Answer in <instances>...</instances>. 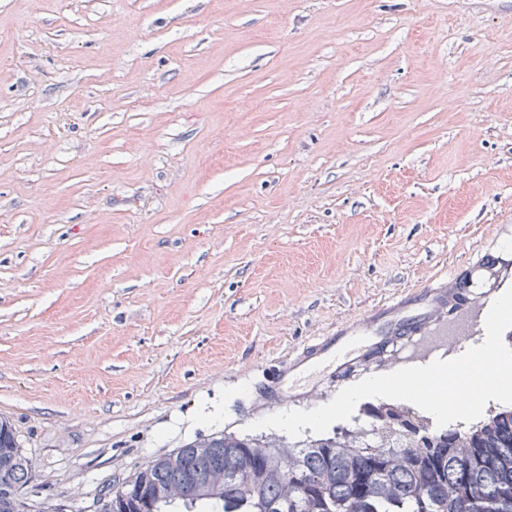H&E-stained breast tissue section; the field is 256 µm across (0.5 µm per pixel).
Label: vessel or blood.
<instances>
[{
  "label": "vessel or blood",
  "mask_w": 512,
  "mask_h": 512,
  "mask_svg": "<svg viewBox=\"0 0 512 512\" xmlns=\"http://www.w3.org/2000/svg\"><path fill=\"white\" fill-rule=\"evenodd\" d=\"M511 278L512 251L500 247L486 251L475 265L454 273L452 280L409 290L306 344L278 366L263 395L268 404L276 406L295 401L297 384L320 367H334L341 376L390 348L432 335L450 316L463 310L471 289L480 280L500 288Z\"/></svg>",
  "instance_id": "vessel-or-blood-1"
}]
</instances>
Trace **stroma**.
Wrapping results in <instances>:
<instances>
[{"mask_svg":"<svg viewBox=\"0 0 512 512\" xmlns=\"http://www.w3.org/2000/svg\"><path fill=\"white\" fill-rule=\"evenodd\" d=\"M512 243V0H0L23 512L269 416L264 370ZM426 337L361 380L459 356Z\"/></svg>","mask_w":512,"mask_h":512,"instance_id":"35a3bbf8","label":"stroma"}]
</instances>
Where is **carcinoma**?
<instances>
[{
	"instance_id": "1",
	"label": "carcinoma",
	"mask_w": 512,
	"mask_h": 512,
	"mask_svg": "<svg viewBox=\"0 0 512 512\" xmlns=\"http://www.w3.org/2000/svg\"><path fill=\"white\" fill-rule=\"evenodd\" d=\"M364 414L366 426L293 446L234 433L189 442L107 489L100 512H512V406L468 433L404 404ZM27 474L1 416L0 512H20Z\"/></svg>"
}]
</instances>
